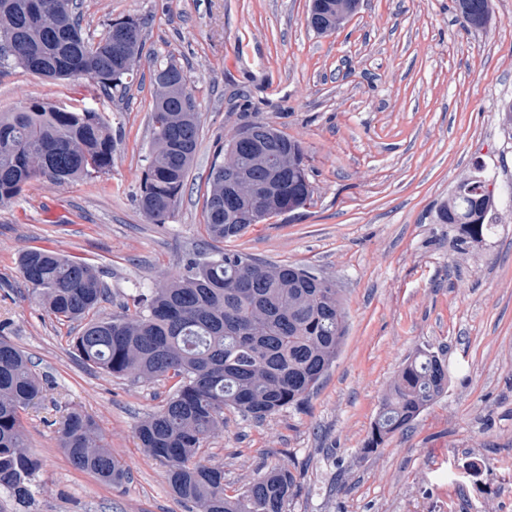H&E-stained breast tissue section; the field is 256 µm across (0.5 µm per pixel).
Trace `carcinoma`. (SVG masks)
Wrapping results in <instances>:
<instances>
[{
  "label": "carcinoma",
  "instance_id": "carcinoma-1",
  "mask_svg": "<svg viewBox=\"0 0 512 512\" xmlns=\"http://www.w3.org/2000/svg\"><path fill=\"white\" fill-rule=\"evenodd\" d=\"M343 0H312L307 22L319 35L336 25ZM75 0H0V68L21 67L53 80L85 78L100 89L126 85L145 46L144 24L127 17L107 24L99 39L85 36ZM462 22L484 26L490 0H457ZM165 69L175 85L155 93L152 142L138 204L154 224L173 212L200 137L199 113L177 64ZM270 158L257 160L255 146L238 136L218 149L208 176L203 221L210 239L224 244L186 259L180 274L157 288L130 295L133 309L102 313L107 301L102 272L53 247L24 250L19 270L31 294L59 320L82 321L71 346L81 361L115 378L145 381L177 378L160 409L137 426V438L166 468L174 494L188 512H287L297 475L273 466L230 495L224 467L207 464L201 449L224 429V409L263 420L303 403L336 362L346 332V312L336 283L297 264L270 263L233 245L266 218L301 209L312 199L301 143L269 127ZM112 126L86 106L69 109L33 101L0 113V205L19 197L32 181H93L112 167ZM236 168L255 185L272 180L275 192L224 197V167ZM460 181L440 209L444 224L460 225L452 249L464 254L492 229L483 166ZM234 212L239 219L225 222ZM448 364L424 353L406 361L391 380L364 444L372 452L448 391ZM44 383L26 353L0 335V488L21 504L34 496L41 469L26 444L21 414L43 397ZM59 447L71 464L119 487L129 469L112 454L95 419L69 411L58 428Z\"/></svg>",
  "mask_w": 512,
  "mask_h": 512
}]
</instances>
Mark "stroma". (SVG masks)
I'll return each mask as SVG.
<instances>
[{"mask_svg": "<svg viewBox=\"0 0 512 512\" xmlns=\"http://www.w3.org/2000/svg\"><path fill=\"white\" fill-rule=\"evenodd\" d=\"M83 29L132 16L146 44L124 89L0 71V112L37 100L83 104L112 125L108 191L86 181L40 180L0 205V334L29 354L52 387L23 412L41 460L35 500L0 489V512H187L136 427L170 381L118 379L86 367L71 347L75 323L33 301L18 269L28 248L51 246L100 267L107 312L138 286L176 275L189 252L215 244L203 229L206 177L219 147L243 125L266 122L298 139L314 194L306 208L251 228L236 246L304 265L335 281L346 340L300 407L257 421L224 413L203 457L241 488L275 464L296 465L288 512H512V134L498 111L512 101V0H492L481 28L454 0H359L332 35L307 25L310 0H78ZM182 67L201 137L177 207L163 224L139 210L151 146L153 72ZM481 161L494 232L466 254L440 207ZM444 358L447 392L385 447L363 451L403 361ZM92 415L130 470L121 487L74 468L58 444L66 409Z\"/></svg>", "mask_w": 512, "mask_h": 512, "instance_id": "obj_1", "label": "stroma"}]
</instances>
